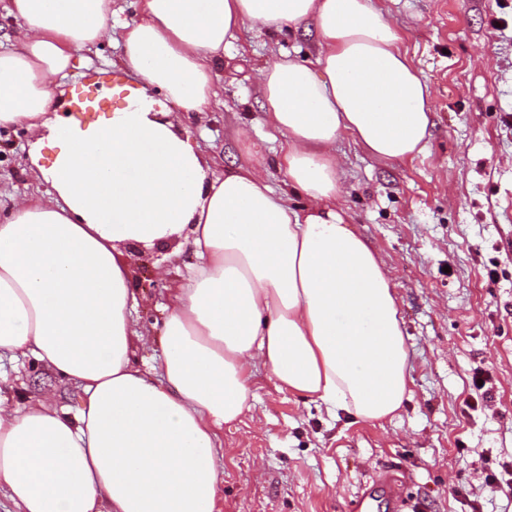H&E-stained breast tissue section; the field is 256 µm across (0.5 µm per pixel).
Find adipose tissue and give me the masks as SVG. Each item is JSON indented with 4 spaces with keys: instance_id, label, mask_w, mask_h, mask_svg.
<instances>
[{
    "instance_id": "ef3b65f1",
    "label": "adipose tissue",
    "mask_w": 512,
    "mask_h": 512,
    "mask_svg": "<svg viewBox=\"0 0 512 512\" xmlns=\"http://www.w3.org/2000/svg\"><path fill=\"white\" fill-rule=\"evenodd\" d=\"M114 2L5 5L17 30L0 48V127L26 126L55 154L50 196L0 219V357L35 358L76 386L79 406L13 409L0 394V488L18 512H215L217 447L253 367L362 421L400 410L398 299L338 203L336 143L415 157L432 93L372 0H141L122 31L125 106L53 121V78L109 34ZM248 22L321 39L316 66L281 57L256 70L265 121L285 138L277 191L258 161L210 178L185 124L210 112L224 48ZM186 230L197 263L171 292L154 375L134 361L126 248Z\"/></svg>"
}]
</instances>
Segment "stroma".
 <instances>
[{"mask_svg": "<svg viewBox=\"0 0 512 512\" xmlns=\"http://www.w3.org/2000/svg\"><path fill=\"white\" fill-rule=\"evenodd\" d=\"M402 31V48L428 82L433 127L423 153L381 161L351 139L336 156L352 229L379 251L397 292L412 382L389 420L335 416L325 405L253 376L239 420L225 425L218 460L220 512H347L363 491L372 512H391L373 481L403 483L405 512H512L492 477L512 465V0H374ZM119 40L103 41L58 80L52 119L93 79L128 84ZM288 54L317 56L315 31L272 37L245 26L224 52L222 93L191 121L190 140L210 174L267 161V182L283 185L275 157L283 137L264 121L255 68ZM246 129L238 142L236 132ZM50 149L34 150L22 126L0 128V216L12 198L50 191L40 170ZM187 238L135 248L128 263L147 330L136 357L159 368L156 322L171 283L188 275ZM0 390L16 405L43 395L76 409L77 389L35 360H0ZM482 378L489 397L466 408Z\"/></svg>", "mask_w": 512, "mask_h": 512, "instance_id": "stroma-1", "label": "stroma"}]
</instances>
